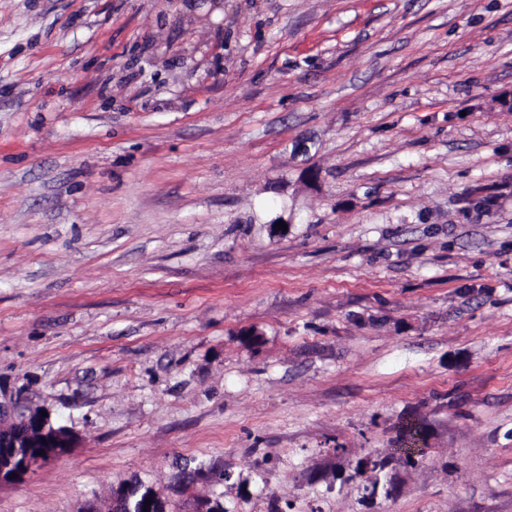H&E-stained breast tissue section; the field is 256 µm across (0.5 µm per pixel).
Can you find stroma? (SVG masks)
I'll return each mask as SVG.
<instances>
[{"label":"stroma","mask_w":512,"mask_h":512,"mask_svg":"<svg viewBox=\"0 0 512 512\" xmlns=\"http://www.w3.org/2000/svg\"><path fill=\"white\" fill-rule=\"evenodd\" d=\"M511 94L512 0H0V512H512ZM35 436H39L37 441ZM75 441L73 433L53 420L48 410L21 397L2 400L0 392V486L24 481L34 467L63 456ZM12 474L17 478H11ZM147 499H151L152 504L145 505ZM165 505L166 501L155 490L138 481L112 489L111 512H144V506H147L148 512H167Z\"/></svg>","instance_id":"1"}]
</instances>
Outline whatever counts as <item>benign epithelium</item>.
Segmentation results:
<instances>
[{
    "label": "benign epithelium",
    "instance_id": "benign-epithelium-1",
    "mask_svg": "<svg viewBox=\"0 0 512 512\" xmlns=\"http://www.w3.org/2000/svg\"><path fill=\"white\" fill-rule=\"evenodd\" d=\"M26 399H0V485L20 483L34 467L66 454L75 437L65 426L42 415ZM152 504L145 505V500ZM166 501L138 481L112 491V512H167Z\"/></svg>",
    "mask_w": 512,
    "mask_h": 512
}]
</instances>
